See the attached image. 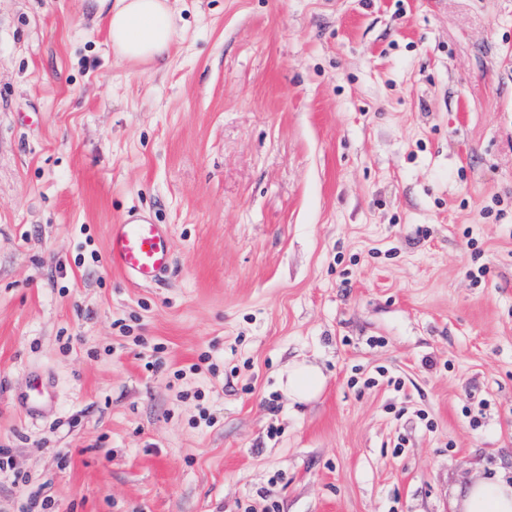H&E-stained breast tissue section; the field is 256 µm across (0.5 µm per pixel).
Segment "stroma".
I'll list each match as a JSON object with an SVG mask.
<instances>
[{"instance_id": "35a3bbf8", "label": "stroma", "mask_w": 512, "mask_h": 512, "mask_svg": "<svg viewBox=\"0 0 512 512\" xmlns=\"http://www.w3.org/2000/svg\"><path fill=\"white\" fill-rule=\"evenodd\" d=\"M171 2L128 62L88 0H0V512L512 481V0ZM133 213L153 286L107 263ZM173 241L164 224L131 214L108 231L107 262L138 284H151L172 266ZM324 383L325 379L317 368L301 362L288 368L283 387L294 401L307 402L321 392Z\"/></svg>"}]
</instances>
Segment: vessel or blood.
Listing matches in <instances>:
<instances>
[{
  "mask_svg": "<svg viewBox=\"0 0 512 512\" xmlns=\"http://www.w3.org/2000/svg\"><path fill=\"white\" fill-rule=\"evenodd\" d=\"M173 241L166 225L131 214L108 231L107 262L135 282L151 284L172 266Z\"/></svg>",
  "mask_w": 512,
  "mask_h": 512,
  "instance_id": "vessel-or-blood-1",
  "label": "vessel or blood"
}]
</instances>
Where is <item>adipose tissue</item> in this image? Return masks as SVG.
<instances>
[{
  "label": "adipose tissue",
  "instance_id": "ef3b65f1",
  "mask_svg": "<svg viewBox=\"0 0 512 512\" xmlns=\"http://www.w3.org/2000/svg\"><path fill=\"white\" fill-rule=\"evenodd\" d=\"M109 13V44L127 61H149L166 55L174 36L169 0H96ZM325 379L315 367L296 363L283 383L294 401L307 402L322 390ZM462 512H512V483L500 476L469 484Z\"/></svg>",
  "mask_w": 512,
  "mask_h": 512
}]
</instances>
